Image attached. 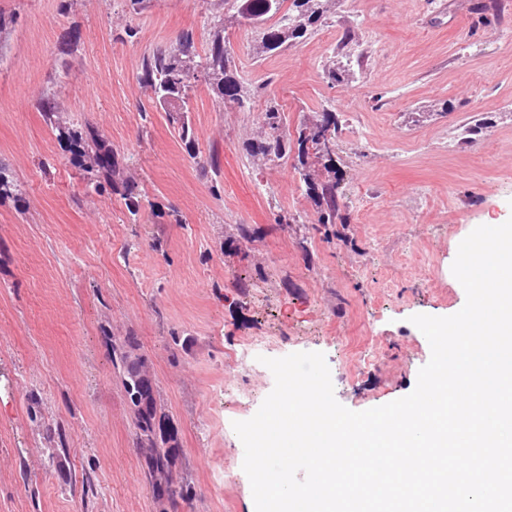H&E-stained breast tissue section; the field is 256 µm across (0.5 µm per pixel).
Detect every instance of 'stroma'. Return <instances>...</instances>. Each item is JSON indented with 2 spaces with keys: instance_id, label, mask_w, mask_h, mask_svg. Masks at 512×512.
<instances>
[{
  "instance_id": "stroma-1",
  "label": "stroma",
  "mask_w": 512,
  "mask_h": 512,
  "mask_svg": "<svg viewBox=\"0 0 512 512\" xmlns=\"http://www.w3.org/2000/svg\"><path fill=\"white\" fill-rule=\"evenodd\" d=\"M0 19V162L26 190L24 207L0 199V512H163L110 336L137 337L178 429L180 512H255L233 424L274 387L264 358L323 353L354 411L414 390L431 348L411 316L457 313L461 241L512 218V0H336L312 37L261 57L253 29L227 27L264 92L242 110L197 83L192 156L137 75L184 31L206 51L207 0H0ZM335 64L349 80L329 82ZM46 92L126 159L138 220L119 195L87 194L38 110ZM271 97L288 129L325 108L342 121L329 233L293 160L244 158ZM212 157L216 189L198 168ZM217 468L231 480L214 484Z\"/></svg>"
}]
</instances>
